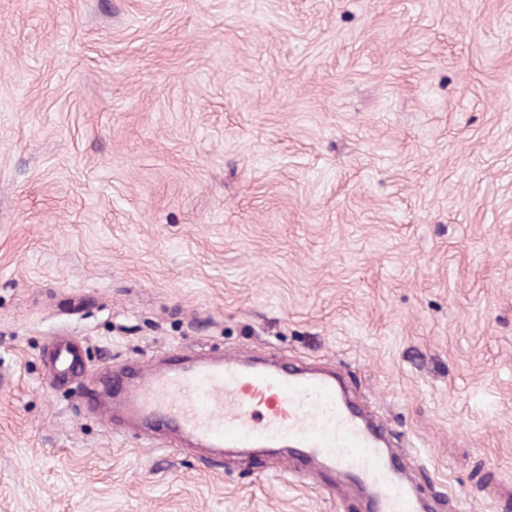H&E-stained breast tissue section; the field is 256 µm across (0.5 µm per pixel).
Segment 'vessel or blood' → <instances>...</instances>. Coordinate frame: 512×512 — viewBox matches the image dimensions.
Here are the masks:
<instances>
[{"mask_svg": "<svg viewBox=\"0 0 512 512\" xmlns=\"http://www.w3.org/2000/svg\"><path fill=\"white\" fill-rule=\"evenodd\" d=\"M49 365L52 384L84 382L78 338L55 337ZM80 407L108 421L120 413L140 430L214 449L218 461L226 448L291 456L314 480L361 490L367 512H424L402 479L403 449L327 371L269 367L246 353L190 365L171 353L164 369H138L109 391L85 389Z\"/></svg>", "mask_w": 512, "mask_h": 512, "instance_id": "vessel-or-blood-1", "label": "vessel or blood"}]
</instances>
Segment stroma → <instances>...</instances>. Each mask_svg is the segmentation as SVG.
<instances>
[{
	"instance_id": "obj_1",
	"label": "stroma",
	"mask_w": 512,
	"mask_h": 512,
	"mask_svg": "<svg viewBox=\"0 0 512 512\" xmlns=\"http://www.w3.org/2000/svg\"><path fill=\"white\" fill-rule=\"evenodd\" d=\"M329 364L431 512L512 489V0H0V512H364L50 384Z\"/></svg>"
}]
</instances>
